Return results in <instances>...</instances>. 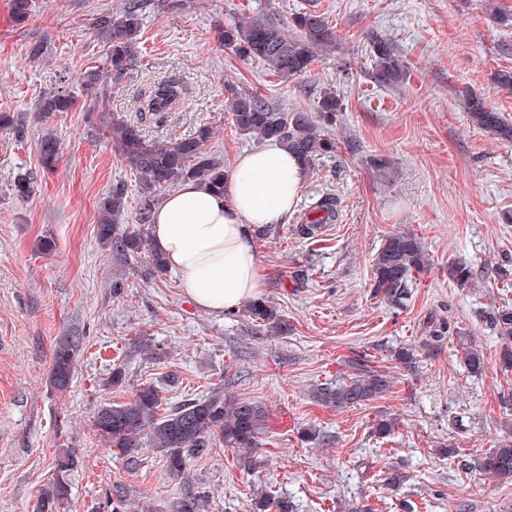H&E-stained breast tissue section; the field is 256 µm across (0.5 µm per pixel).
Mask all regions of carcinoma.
<instances>
[{"label":"carcinoma","instance_id":"obj_1","mask_svg":"<svg viewBox=\"0 0 512 512\" xmlns=\"http://www.w3.org/2000/svg\"><path fill=\"white\" fill-rule=\"evenodd\" d=\"M139 9V0H129L121 16L114 18L109 13L97 18V27L109 43L105 66L85 71L82 79L85 99L80 101L63 91L49 93L41 99L36 119L45 121L56 112H68L83 103L95 131L112 141V147L134 171L140 187L135 213L138 228L121 229L119 220L126 208V192L124 187L115 186L98 209L99 240L123 256L147 255L144 276L152 278L166 268L146 232L161 193L189 179L199 180L222 193L225 171L221 161L204 151L205 144L212 138V128L200 126L194 134L173 142L150 141L136 123L110 112L112 90L139 54ZM220 40L241 59L258 60L277 76L289 79L306 73L319 54L336 48V30L323 14L309 10L295 14L286 26L264 16L234 19L224 24ZM373 49L374 81L383 87L400 82L404 69L393 45L377 38ZM225 92V108L231 112L232 122L240 132L285 144L309 167L336 154V138L329 133V128L336 125V113L341 111L335 94L329 92L320 98L316 108L318 115L314 116L303 108L276 111L262 95L229 85ZM183 95L181 84L169 80L159 82L153 86L139 112L162 119ZM464 97L473 122L493 137L512 142V120L476 93L466 92ZM0 127L13 130L20 138L26 134L24 121L11 112L0 113ZM38 152L42 168L54 169L59 158L58 141L49 134L41 137ZM33 190L31 172L19 176L13 183L14 194L22 200L29 198ZM336 219L337 199L328 194L305 216L302 232L313 235L321 225ZM428 266L429 253L419 237L407 232L389 234L373 258L370 284L373 297L402 304L408 298L413 279ZM448 278L459 288L475 284L472 268L460 261L448 264ZM247 313L252 321H262L272 333L282 330L281 318L269 301L252 302ZM485 325L512 343V305L492 309L485 317ZM458 346L471 370L478 372L485 367L483 353L468 345L465 337H458ZM76 351L77 340L73 336L59 342L54 349L50 381L59 391L66 390L72 381ZM390 387L388 376L359 363L354 377L323 388L319 399L336 408L353 407L382 396ZM164 405L166 400L156 387L144 386L122 404L102 406L94 425L107 447L116 449L121 457L133 455L142 447V439H148L149 445L163 454L168 472L175 477L184 475L189 458L201 453L208 442L215 439L241 449L247 467L256 465L253 448L257 447L267 419L264 407L240 401L221 390L207 398L168 409ZM480 466L502 481H512V442L498 444L480 459ZM66 495V486L59 480L46 486L41 496L42 512L53 509ZM200 509L198 496L187 493L170 503L165 512H200Z\"/></svg>","mask_w":512,"mask_h":512}]
</instances>
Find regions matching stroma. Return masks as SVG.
Returning <instances> with one entry per match:
<instances>
[{
	"label": "stroma",
	"mask_w": 512,
	"mask_h": 512,
	"mask_svg": "<svg viewBox=\"0 0 512 512\" xmlns=\"http://www.w3.org/2000/svg\"><path fill=\"white\" fill-rule=\"evenodd\" d=\"M127 0H32L15 22L0 0V112L28 114L24 138L0 128V512H41L40 496L55 477V460L70 450L68 495L57 512H162L191 490L202 512H512V483L474 461L512 437V371L499 365L502 342L486 330L483 311L512 305V288L497 266L512 259V142L473 126L464 94L476 92L512 120V91L494 86L495 71L512 67L500 54L512 29L492 23L482 0H143L141 54L110 98V109L140 120L147 138L165 141L213 127L209 152L232 171L238 156L261 148L240 135L224 107V87L261 93L272 106L315 109L324 91L343 106L334 128V157L308 172L300 201L283 223L254 240L266 288L263 300L288 329L273 334L245 310L213 314L186 295L179 276L143 275L145 256L115 255L98 239V207L113 185L127 189L134 222L138 182L92 129L87 112L33 120L40 99L58 88L80 91L87 68L104 66L108 45L94 28L103 13L119 16ZM325 14L336 49L310 70L285 80L225 49L217 31L234 18L263 15L285 24L292 13ZM392 42L405 68L402 82L371 79L372 38ZM162 80L187 94L163 122L140 119L138 106ZM60 143L55 168L43 170L37 143L44 132ZM384 161L379 177L375 161ZM33 171L32 195L12 185ZM339 200L337 223L316 236L300 224L323 196ZM420 236L431 265L403 305L371 295L372 258L387 235ZM54 241L52 251L41 248ZM472 267L477 282L459 288L448 263ZM305 281H296L297 271ZM451 331L429 343L440 319ZM480 345L486 369L472 374L458 336ZM80 339L67 392L50 384L55 346ZM153 338L157 358L140 352ZM413 350V364L397 359ZM365 357L389 375L382 397L339 409L323 404L322 387L353 374ZM121 386H108L113 367ZM235 378L231 393L267 406L258 439L259 468H244L237 449L212 442L192 457L184 477L169 474L159 453L139 451L136 467L112 455L94 419L106 403H122L149 384L167 383L169 405L205 397ZM395 430L374 436L378 417ZM405 478L394 486L392 473ZM126 491L118 502L116 486Z\"/></svg>",
	"instance_id": "1"
}]
</instances>
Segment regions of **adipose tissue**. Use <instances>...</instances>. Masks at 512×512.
<instances>
[{
	"instance_id": "1",
	"label": "adipose tissue",
	"mask_w": 512,
	"mask_h": 512,
	"mask_svg": "<svg viewBox=\"0 0 512 512\" xmlns=\"http://www.w3.org/2000/svg\"><path fill=\"white\" fill-rule=\"evenodd\" d=\"M307 174L298 154L273 141L240 155L224 193L190 180L155 207L152 245L199 308L220 314L263 293L265 279L249 231L291 215Z\"/></svg>"
}]
</instances>
